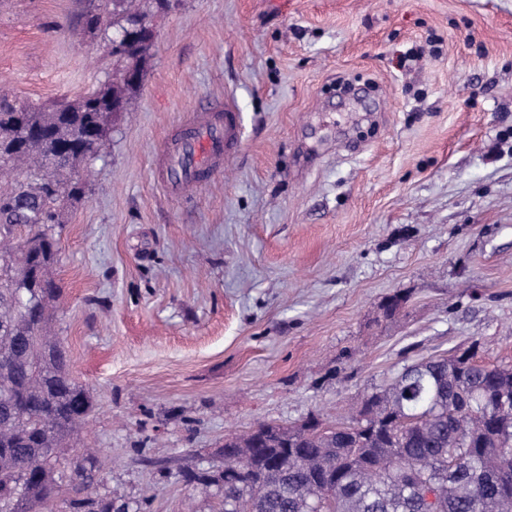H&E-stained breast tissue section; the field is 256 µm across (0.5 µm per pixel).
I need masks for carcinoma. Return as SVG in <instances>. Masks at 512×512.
Segmentation results:
<instances>
[{
    "mask_svg": "<svg viewBox=\"0 0 512 512\" xmlns=\"http://www.w3.org/2000/svg\"><path fill=\"white\" fill-rule=\"evenodd\" d=\"M149 0H112V38ZM149 45L112 53L114 73L143 74ZM132 90L102 82L49 111L0 100V512H51L68 493L70 512H140L97 497L96 460L68 462L62 448L94 410L70 379V356L52 335L61 293L57 263L62 205L83 187L65 168L95 158L112 125V105ZM187 483L222 489V512H512V368L478 360V345L404 365L385 388L361 398L349 424L258 426L224 439V470L188 468Z\"/></svg>",
    "mask_w": 512,
    "mask_h": 512,
    "instance_id": "obj_1",
    "label": "carcinoma"
}]
</instances>
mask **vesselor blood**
Instances as JSON below:
<instances>
[{
	"label": "vessel or blood",
	"instance_id": "vessel-or-blood-1",
	"mask_svg": "<svg viewBox=\"0 0 512 512\" xmlns=\"http://www.w3.org/2000/svg\"><path fill=\"white\" fill-rule=\"evenodd\" d=\"M239 135L232 106L218 105L189 116L157 160L161 181L174 195L206 185L220 172Z\"/></svg>",
	"mask_w": 512,
	"mask_h": 512
}]
</instances>
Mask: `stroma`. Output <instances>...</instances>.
<instances>
[{"label": "stroma", "mask_w": 512, "mask_h": 512, "mask_svg": "<svg viewBox=\"0 0 512 512\" xmlns=\"http://www.w3.org/2000/svg\"><path fill=\"white\" fill-rule=\"evenodd\" d=\"M100 0H0V98L72 100L112 69ZM144 77L65 209L55 331L95 410L97 493L219 512L183 469L224 439L349 422L405 363L512 366V0H171ZM224 102L207 185L155 175ZM407 301L387 318L393 294ZM239 135L238 117L229 104L194 113L158 157L161 181L174 195L206 185L221 171Z\"/></svg>", "instance_id": "1"}]
</instances>
